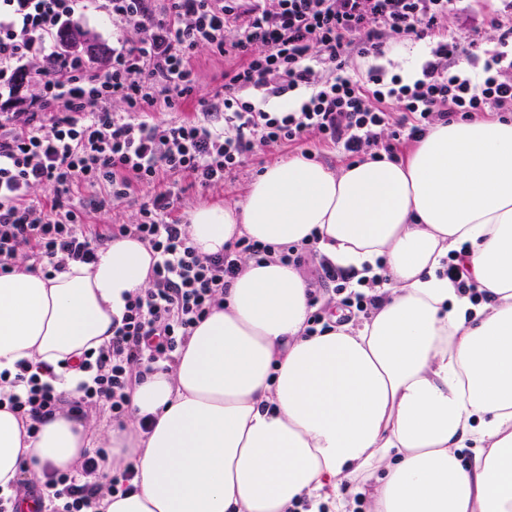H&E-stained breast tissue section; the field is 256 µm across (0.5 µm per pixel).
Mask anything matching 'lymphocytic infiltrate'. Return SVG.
<instances>
[{"label":"lymphocytic infiltrate","mask_w":512,"mask_h":512,"mask_svg":"<svg viewBox=\"0 0 512 512\" xmlns=\"http://www.w3.org/2000/svg\"><path fill=\"white\" fill-rule=\"evenodd\" d=\"M86 0H0V273L18 262L50 276L70 263H94L117 237L147 243L159 256L149 285L131 294L108 345L84 354L76 397L43 382L47 365H21L0 376V397L35 433L65 410L79 417L108 410L123 421L140 371L174 361L194 327L224 303L244 263L275 260L311 267L313 325L327 287L345 292L349 310L370 314L383 278L360 279L321 255L314 243L286 248L240 237L224 252L203 255L179 214L181 194L169 180L204 188L222 185L256 147H297L310 138L341 146L351 158L398 161L404 142L439 124L497 115L512 117V0L490 8L482 26L499 49L482 51L481 28L446 32L456 0H95L111 18L112 62L98 71L87 55L61 49L59 36ZM424 40L430 57L413 83L386 76L377 61L390 41ZM232 59L224 82L197 97L195 50ZM374 59L364 76L353 59ZM293 112H270L268 98L295 91ZM197 102L194 117L178 113ZM160 111L168 120H156ZM157 191L129 224L98 226L73 198L99 189L120 200L137 186ZM51 188L49 198L39 196ZM134 472L103 481L96 456L80 457L69 473L47 475L36 499L40 512H103L102 502L133 488Z\"/></svg>","instance_id":"obj_1"}]
</instances>
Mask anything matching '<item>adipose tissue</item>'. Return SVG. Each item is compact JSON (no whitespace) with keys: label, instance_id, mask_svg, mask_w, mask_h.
<instances>
[{"label":"adipose tissue","instance_id":"ef3b65f1","mask_svg":"<svg viewBox=\"0 0 512 512\" xmlns=\"http://www.w3.org/2000/svg\"><path fill=\"white\" fill-rule=\"evenodd\" d=\"M189 234L204 255L318 236L347 272L383 265L382 302L310 336L299 271L248 263L171 369L136 378L123 426L60 412L30 435L0 405V496L22 467L72 470L98 441L101 473L136 472L105 512H351L347 482L369 512H512V122L435 126L396 162L289 157L240 202L196 208ZM452 252L480 303L445 275ZM153 262L125 237L91 266L0 273V372L47 364L75 395L70 362L111 340Z\"/></svg>","mask_w":512,"mask_h":512}]
</instances>
